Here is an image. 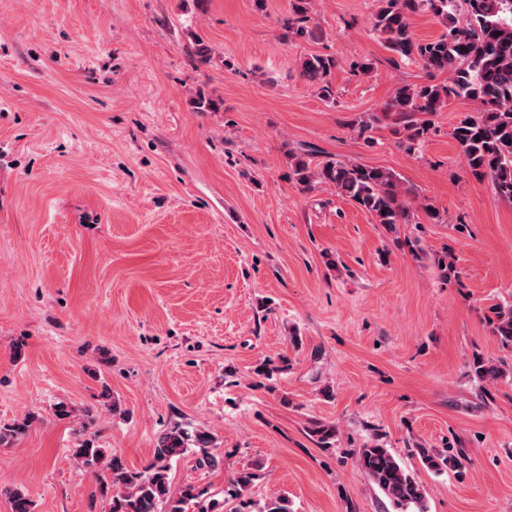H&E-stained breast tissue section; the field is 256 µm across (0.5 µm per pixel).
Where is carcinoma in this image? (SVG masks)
I'll use <instances>...</instances> for the list:
<instances>
[{
  "label": "carcinoma",
  "mask_w": 512,
  "mask_h": 512,
  "mask_svg": "<svg viewBox=\"0 0 512 512\" xmlns=\"http://www.w3.org/2000/svg\"><path fill=\"white\" fill-rule=\"evenodd\" d=\"M373 18V29L388 50L400 59L419 64L430 77L445 74L442 83L407 84L397 89L388 111L398 115L403 127L402 144L415 150L430 134L432 122L420 114L434 115L453 98H469L481 103L479 112L468 113L455 125L452 136L469 171L491 179L497 196L512 201V0H381ZM310 0H293L287 27L295 33L316 36L306 30ZM428 11L438 18L444 31L436 39L422 42L410 29L409 16ZM302 76L331 96L330 75L336 60L311 55L300 64ZM295 181L303 191L319 184H331L336 192L367 211L374 222L399 241V229L419 223V214L439 220V213L427 199L412 206L408 197L415 192L403 187L390 170L366 167L332 157L313 160V154H288ZM492 332L504 348H512V302L492 306ZM474 373L496 383L508 376L499 363L477 357ZM36 421L27 413L0 425V446L24 435ZM215 437L207 430L176 424L162 432L155 443L151 463L141 470L126 466L110 448H102L91 438L73 449L72 457L83 468L108 472L99 485V498L107 501L106 512H191L199 506L207 490L188 484L179 495L171 494V462L195 448L200 449L198 466L213 469L220 458L211 453ZM422 463L436 473L457 468L459 462L439 451L419 449ZM358 464L388 500L394 512H426V491L383 445L374 442L361 449ZM259 464L248 465L231 478L236 493L250 488L258 477ZM12 512H34V503L22 489L10 492ZM258 512H292L288 497L268 498Z\"/></svg>",
  "instance_id": "obj_1"
}]
</instances>
